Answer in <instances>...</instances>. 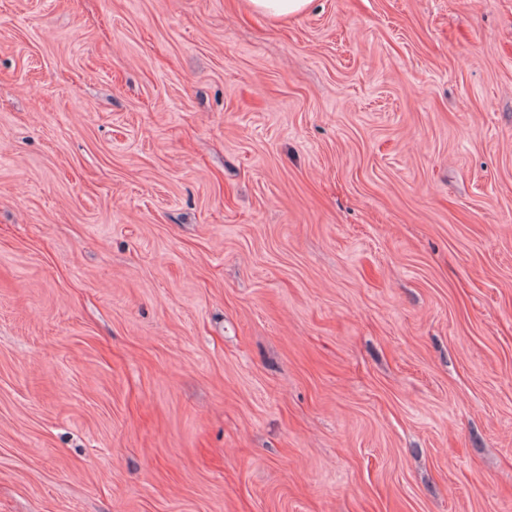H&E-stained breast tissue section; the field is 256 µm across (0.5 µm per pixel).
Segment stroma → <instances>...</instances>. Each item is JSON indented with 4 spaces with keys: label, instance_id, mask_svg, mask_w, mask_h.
<instances>
[{
    "label": "stroma",
    "instance_id": "35a3bbf8",
    "mask_svg": "<svg viewBox=\"0 0 512 512\" xmlns=\"http://www.w3.org/2000/svg\"><path fill=\"white\" fill-rule=\"evenodd\" d=\"M0 512H512V0H0ZM311 0H245L247 7L271 20H281L304 13Z\"/></svg>",
    "mask_w": 512,
    "mask_h": 512
}]
</instances>
